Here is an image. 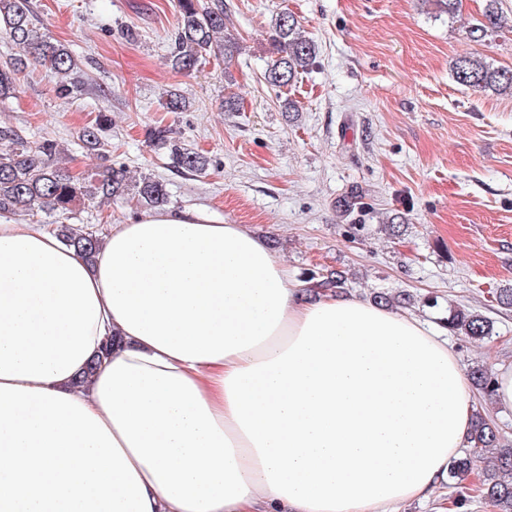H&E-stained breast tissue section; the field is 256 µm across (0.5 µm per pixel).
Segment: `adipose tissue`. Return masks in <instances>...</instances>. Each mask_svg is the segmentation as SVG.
<instances>
[{"instance_id":"ef3b65f1","label":"adipose tissue","mask_w":512,"mask_h":512,"mask_svg":"<svg viewBox=\"0 0 512 512\" xmlns=\"http://www.w3.org/2000/svg\"><path fill=\"white\" fill-rule=\"evenodd\" d=\"M473 412L446 339L303 302L243 225L151 211L90 263L0 221V512H391L447 483Z\"/></svg>"}]
</instances>
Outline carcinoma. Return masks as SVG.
<instances>
[{
    "label": "carcinoma",
    "mask_w": 512,
    "mask_h": 512,
    "mask_svg": "<svg viewBox=\"0 0 512 512\" xmlns=\"http://www.w3.org/2000/svg\"><path fill=\"white\" fill-rule=\"evenodd\" d=\"M505 27L498 0H486L483 20L467 32V38L479 40ZM0 36L23 51V57L12 58L0 66V99L16 97L18 74L31 63L53 78H64L59 90L67 93L84 85L79 60L65 45L37 30L33 23L31 0H0ZM270 41L275 59L264 71L263 78L273 87H284L314 64L316 48L299 20L289 12L277 16ZM238 50L236 38L224 22V0H178L177 25L170 36L168 62L172 70L190 75L206 56L231 58ZM457 83L482 93L512 96V68L495 67L475 53L459 55L453 65ZM165 108L183 112L189 100L177 90L165 94ZM110 122L104 112L94 123L83 128L85 146L104 155L106 144L101 139L103 127ZM150 137L168 147L173 167L184 173L202 174L207 159L200 153L171 139L165 130ZM0 140L10 142V149L0 152V215H35L39 212L56 217L57 235L69 246L76 247L88 262H94L100 241L91 232H78L68 223L77 204L100 200L131 199L145 208L168 204L166 184L152 177L132 182L127 169L108 165L80 175L70 173L59 161L56 140L45 138L28 141L15 131L0 130ZM307 291L336 292L344 288L346 278L337 269H323L305 276ZM445 327L458 336L480 339L492 335V324L482 314L459 306L448 310ZM471 384L480 393L494 391L495 377L482 366L470 370ZM484 464L475 484L477 496L492 503L498 512H512V446L501 443L495 421L486 413L476 412L466 441V450L452 461L449 478L463 482L475 474L476 463Z\"/></svg>",
    "instance_id": "obj_1"
}]
</instances>
